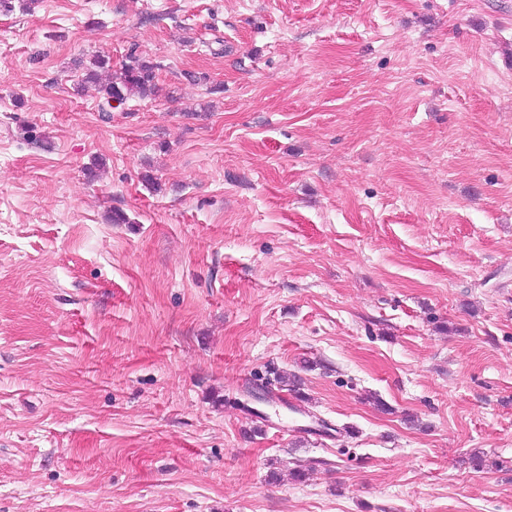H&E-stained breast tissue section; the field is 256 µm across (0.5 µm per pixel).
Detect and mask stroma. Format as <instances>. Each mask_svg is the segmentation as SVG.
<instances>
[{
	"label": "stroma",
	"mask_w": 512,
	"mask_h": 512,
	"mask_svg": "<svg viewBox=\"0 0 512 512\" xmlns=\"http://www.w3.org/2000/svg\"><path fill=\"white\" fill-rule=\"evenodd\" d=\"M0 512H512V0L0 9ZM119 71L112 72V64L104 57L95 55L85 66V84L98 86L101 93V111L107 107L112 111L111 101L115 100L121 104L131 97L145 98L156 95L159 91L158 84L154 81L156 66L146 62L134 54L128 56ZM104 75V79H103Z\"/></svg>",
	"instance_id": "35a3bbf8"
}]
</instances>
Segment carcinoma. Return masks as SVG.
I'll return each instance as SVG.
<instances>
[{"label":"carcinoma","mask_w":512,"mask_h":512,"mask_svg":"<svg viewBox=\"0 0 512 512\" xmlns=\"http://www.w3.org/2000/svg\"><path fill=\"white\" fill-rule=\"evenodd\" d=\"M155 65L131 54L120 70L112 71V64L95 55L85 66L83 83L98 86L104 107H111V101L122 104L131 97L145 98L158 93L155 82Z\"/></svg>","instance_id":"carcinoma-1"}]
</instances>
